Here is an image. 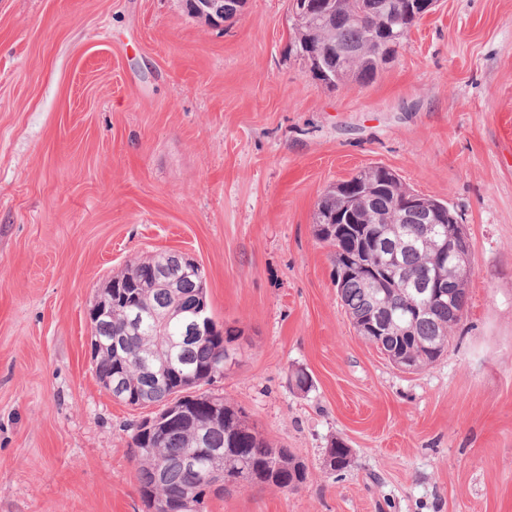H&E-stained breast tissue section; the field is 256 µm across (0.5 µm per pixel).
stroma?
<instances>
[{
	"label": "stroma",
	"mask_w": 512,
	"mask_h": 512,
	"mask_svg": "<svg viewBox=\"0 0 512 512\" xmlns=\"http://www.w3.org/2000/svg\"><path fill=\"white\" fill-rule=\"evenodd\" d=\"M291 27L288 0L221 28L180 0H0V512H143L146 412L98 381L86 315L164 249L241 332L210 392L308 471L209 512H512V0H438L367 86L314 81ZM377 164L472 243L467 313L414 372L357 333L314 233Z\"/></svg>",
	"instance_id": "35a3bbf8"
}]
</instances>
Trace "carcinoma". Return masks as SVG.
I'll return each mask as SVG.
<instances>
[{
    "instance_id": "carcinoma-1",
    "label": "carcinoma",
    "mask_w": 512,
    "mask_h": 512,
    "mask_svg": "<svg viewBox=\"0 0 512 512\" xmlns=\"http://www.w3.org/2000/svg\"><path fill=\"white\" fill-rule=\"evenodd\" d=\"M385 0H337L339 8L330 20L334 35L336 83L352 79L362 85L376 80L385 68L379 44L375 41L383 26ZM353 179L376 187L370 200V218L365 224H355L348 239H336V225L318 224L315 235L319 241L334 249L333 264L340 255L352 253L353 245L373 234L389 239H403L411 246L398 255V276L386 286L381 296L371 295L366 281L354 274L347 275L338 295L350 319L374 314L387 324V335L378 337L383 349L394 355L404 354L414 361L415 369L435 362L447 349L448 339L462 321L468 306V289L453 292V296L419 299L414 287L428 282L434 258L424 244L430 237V225L405 221L393 223L396 215L415 192L409 189L386 166L364 168ZM155 275L174 283L172 288L139 289L136 304L156 312L168 311L184 297L201 293L200 276L185 272L178 259L167 255L159 260L150 254L138 257L112 276V284L126 287ZM129 310L118 299L112 303L110 315L92 327V336L106 344L118 336L122 349L115 354L108 348L92 350L93 364L99 381L108 382V391L119 400H127L133 392L152 404H166L176 398L188 411V419L200 420L206 429L208 449L219 457L207 456L204 467L214 461L224 466L229 484L215 487L189 475L185 460L196 448L195 434L190 424L172 418L152 435L140 432L135 426L131 447L137 461V485L146 512H159L168 505L172 512L182 509V499L193 497L196 512H207L210 498H220L232 490L275 486L295 490L307 479V467L286 448H275L249 421L246 413L229 402L214 411L210 405L213 394L207 391L190 392L171 383L179 370L192 372L206 384L212 380L206 374L224 367L225 347L234 337L216 322L210 336H195L188 321L151 322L138 329L128 325ZM335 471L351 465L352 451L341 440L332 441Z\"/></svg>"
}]
</instances>
